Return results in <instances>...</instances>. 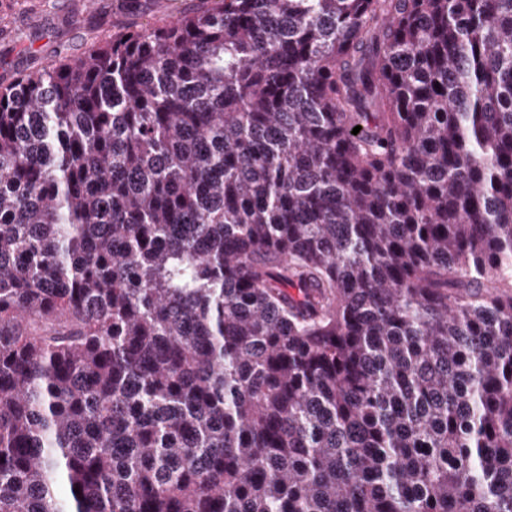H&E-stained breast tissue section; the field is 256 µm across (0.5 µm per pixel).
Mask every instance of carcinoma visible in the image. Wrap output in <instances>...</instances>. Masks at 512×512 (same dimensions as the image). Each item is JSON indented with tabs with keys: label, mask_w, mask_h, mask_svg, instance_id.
Returning a JSON list of instances; mask_svg holds the SVG:
<instances>
[{
	"label": "carcinoma",
	"mask_w": 512,
	"mask_h": 512,
	"mask_svg": "<svg viewBox=\"0 0 512 512\" xmlns=\"http://www.w3.org/2000/svg\"><path fill=\"white\" fill-rule=\"evenodd\" d=\"M0 512H512V0H202L0 86Z\"/></svg>",
	"instance_id": "obj_1"
}]
</instances>
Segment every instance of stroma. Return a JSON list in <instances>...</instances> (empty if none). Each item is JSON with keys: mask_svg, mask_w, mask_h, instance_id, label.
<instances>
[{"mask_svg": "<svg viewBox=\"0 0 512 512\" xmlns=\"http://www.w3.org/2000/svg\"><path fill=\"white\" fill-rule=\"evenodd\" d=\"M0 0V86L63 57L82 55L112 33L152 26L195 10L200 0Z\"/></svg>", "mask_w": 512, "mask_h": 512, "instance_id": "obj_1", "label": "stroma"}]
</instances>
